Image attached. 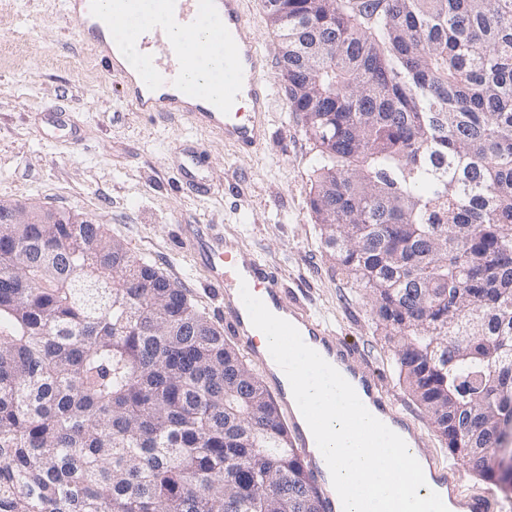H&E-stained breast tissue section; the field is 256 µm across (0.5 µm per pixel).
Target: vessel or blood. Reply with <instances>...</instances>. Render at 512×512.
I'll return each instance as SVG.
<instances>
[{
    "mask_svg": "<svg viewBox=\"0 0 512 512\" xmlns=\"http://www.w3.org/2000/svg\"><path fill=\"white\" fill-rule=\"evenodd\" d=\"M115 2L127 17L119 27L99 15L95 0H66V9L82 18L97 56L108 74L120 77L123 97L135 111L179 114L214 131L245 155L262 148L268 137L265 116L274 100L263 78L270 60L247 19L245 0ZM132 43L142 53V64L135 72L124 62V48ZM221 66L235 73L233 82L204 87L190 79L191 73H213ZM204 169V158L193 145L186 142L179 146L175 171L180 188L197 194L208 192ZM181 239L203 269L207 285L222 301L228 334L241 340L253 359L268 369L288 414L293 445L309 477L323 491L324 512H340L341 500L287 380L270 369L273 359L267 345L256 339L257 330L240 298L241 286H248L273 314L296 326L304 342L328 363L347 366L380 420L401 433L411 454L437 481L450 512H493V496L486 491L462 492L458 467L441 464L429 454L414 421L396 409L373 373L352 364L353 351L336 332L307 307L287 298L273 263L260 259L239 240L224 236L210 224L182 225Z\"/></svg>",
    "mask_w": 512,
    "mask_h": 512,
    "instance_id": "b4317fda",
    "label": "vessel or blood"
}]
</instances>
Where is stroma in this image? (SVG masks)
<instances>
[{
	"instance_id": "stroma-1",
	"label": "stroma",
	"mask_w": 512,
	"mask_h": 512,
	"mask_svg": "<svg viewBox=\"0 0 512 512\" xmlns=\"http://www.w3.org/2000/svg\"><path fill=\"white\" fill-rule=\"evenodd\" d=\"M246 8L270 57L265 79L277 93L268 139L250 156L188 120L134 111L119 80L81 45V23L64 0H0V198L103 224L181 286L218 327L220 301L181 246L180 227L216 224L240 237L275 264L290 296L357 347V364L379 375L388 398L415 420L427 450L447 462L445 443L398 379L363 290L324 253L309 205L315 143L288 108L280 40L265 20L263 0H248ZM186 140L207 157L212 195L176 185L171 157Z\"/></svg>"
}]
</instances>
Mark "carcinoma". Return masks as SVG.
<instances>
[{
    "label": "carcinoma",
    "mask_w": 512,
    "mask_h": 512,
    "mask_svg": "<svg viewBox=\"0 0 512 512\" xmlns=\"http://www.w3.org/2000/svg\"><path fill=\"white\" fill-rule=\"evenodd\" d=\"M326 256L451 454L512 402V0H265ZM322 35L330 50H308ZM280 407L102 225L0 231V512H321Z\"/></svg>",
    "instance_id": "cac0c4a2"
}]
</instances>
